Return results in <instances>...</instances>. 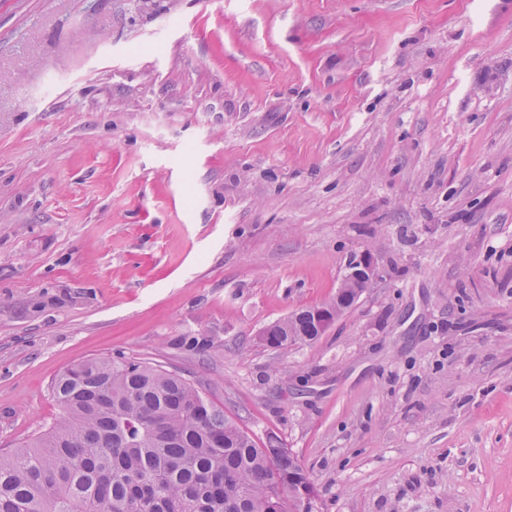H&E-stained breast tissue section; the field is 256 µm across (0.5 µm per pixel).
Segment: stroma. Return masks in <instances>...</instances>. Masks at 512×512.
Returning a JSON list of instances; mask_svg holds the SVG:
<instances>
[{
    "label": "stroma",
    "mask_w": 512,
    "mask_h": 512,
    "mask_svg": "<svg viewBox=\"0 0 512 512\" xmlns=\"http://www.w3.org/2000/svg\"><path fill=\"white\" fill-rule=\"evenodd\" d=\"M95 357L277 435L318 512H512V0H0V450ZM376 268L368 259L361 260L360 267L351 272L350 276L342 280L339 292L353 291L358 293L360 288L369 285L376 277ZM308 309L295 313L292 318H286L275 322L264 330L265 336L272 345L278 348L288 347L297 343H310L318 340V329L320 335L328 330L340 315L338 298L336 295V305L334 299L318 306L314 310V319L308 317Z\"/></svg>",
    "instance_id": "1"
}]
</instances>
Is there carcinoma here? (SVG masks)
<instances>
[{
	"label": "carcinoma",
	"instance_id": "cac0c4a2",
	"mask_svg": "<svg viewBox=\"0 0 512 512\" xmlns=\"http://www.w3.org/2000/svg\"><path fill=\"white\" fill-rule=\"evenodd\" d=\"M284 348L319 339L308 311L264 330ZM59 421L0 452V512H301L317 491L271 434L263 445L187 379L98 358L63 370Z\"/></svg>",
	"mask_w": 512,
	"mask_h": 512
}]
</instances>
